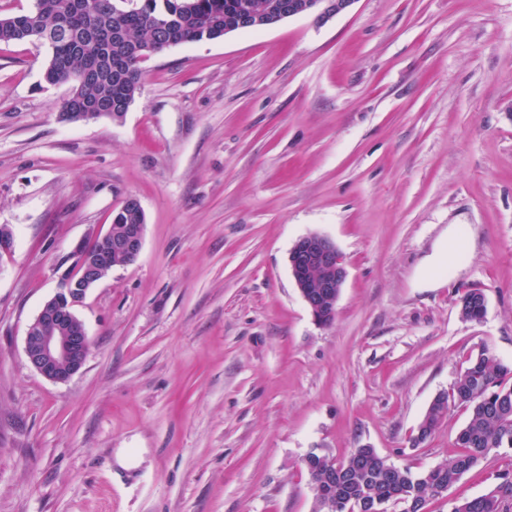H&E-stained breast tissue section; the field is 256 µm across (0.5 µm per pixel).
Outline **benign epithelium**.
Instances as JSON below:
<instances>
[{"label": "benign epithelium", "instance_id": "obj_1", "mask_svg": "<svg viewBox=\"0 0 512 512\" xmlns=\"http://www.w3.org/2000/svg\"><path fill=\"white\" fill-rule=\"evenodd\" d=\"M355 0H305L302 5L288 6V16L310 15L323 24L346 12ZM59 117L68 122L91 121L106 116L95 104H87L80 112L67 111L60 104ZM100 240L105 248L92 252L88 241L76 246L71 255L72 272L59 278L56 294L45 302L28 328L24 353L29 366L54 382H66L85 364L89 338L77 310L83 306L88 292L102 279L103 272L112 268V255L120 254L128 262L137 259L144 240V225L126 224L122 233L112 237V229L91 232L89 241ZM289 265L294 282L314 319L321 321L335 307L347 277L345 258L329 238L309 234L295 242L289 252ZM317 272V291L309 290L307 277ZM334 471L326 470L313 481L314 495L319 497L322 512H335L336 501L325 495L322 485L329 483Z\"/></svg>", "mask_w": 512, "mask_h": 512}]
</instances>
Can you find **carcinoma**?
<instances>
[{
    "mask_svg": "<svg viewBox=\"0 0 512 512\" xmlns=\"http://www.w3.org/2000/svg\"><path fill=\"white\" fill-rule=\"evenodd\" d=\"M133 11L116 0H35L33 9L0 17V42L35 39L51 50L43 71L50 84L74 85L80 94L103 104L112 119L123 118L140 83L143 57L135 48L158 53L185 43L215 40L238 30L240 19L261 29L275 15L288 11L289 0H139ZM145 223L144 212L131 208L112 222ZM464 319L479 321L486 313L485 296L467 291L460 299ZM465 407L468 417L456 434L457 451L446 461L422 471L410 467L386 469L374 449L361 445L336 462V512L369 499L374 512H396L414 504L422 512L443 489H449L483 463L498 448H512V365L482 349L470 358L450 392L437 395L412 438L416 447L440 426L449 404ZM452 512H512V474L487 495L457 502Z\"/></svg>",
    "mask_w": 512,
    "mask_h": 512,
    "instance_id": "carcinoma-1",
    "label": "carcinoma"
}]
</instances>
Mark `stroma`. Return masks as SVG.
I'll list each match as a JSON object with an SVG mask.
<instances>
[{"mask_svg": "<svg viewBox=\"0 0 512 512\" xmlns=\"http://www.w3.org/2000/svg\"><path fill=\"white\" fill-rule=\"evenodd\" d=\"M48 56L0 44V512H314L309 453L453 455L460 406L411 444L433 398L482 348L512 364V0H355L171 47L118 121L60 120ZM129 195L141 252L78 310L82 370L50 381L27 328ZM452 224L471 259L421 285ZM313 233L347 263L327 325L288 261ZM510 470L497 449L427 510ZM459 304L461 315L466 320L480 321L486 313L485 296L478 290L467 291Z\"/></svg>", "mask_w": 512, "mask_h": 512, "instance_id": "35a3bbf8", "label": "stroma"}]
</instances>
